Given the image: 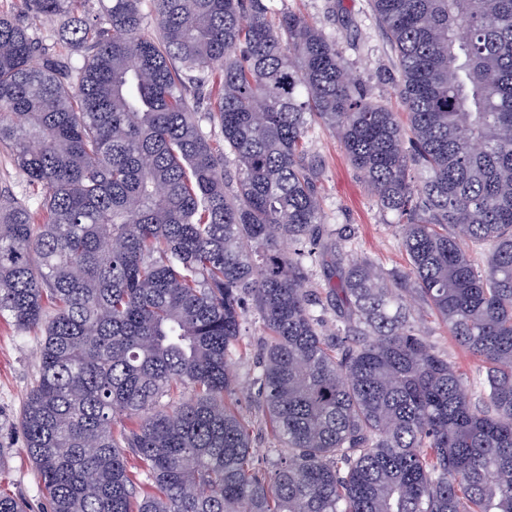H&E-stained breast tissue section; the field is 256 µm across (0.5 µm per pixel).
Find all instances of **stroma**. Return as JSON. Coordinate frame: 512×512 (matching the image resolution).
I'll list each match as a JSON object with an SVG mask.
<instances>
[{"instance_id":"obj_1","label":"stroma","mask_w":512,"mask_h":512,"mask_svg":"<svg viewBox=\"0 0 512 512\" xmlns=\"http://www.w3.org/2000/svg\"><path fill=\"white\" fill-rule=\"evenodd\" d=\"M275 6L300 14L324 30L342 52L347 66L367 87L372 101L405 116L395 56L370 0H276ZM307 146L324 166L327 223L350 236L357 253L371 257L387 269H406L397 216L379 208L355 174L341 142L323 125L315 123L309 130ZM0 192L12 195L31 211L42 210V190L29 187L10 152L1 146ZM263 336L258 315L249 313L245 336L249 352L236 367L238 387L229 403L250 423L253 464L269 476L275 470L273 443L256 401L254 383L258 344ZM41 339L40 331H21L0 320V493L25 498L33 512H40L43 494L38 473L24 449L19 417L38 374Z\"/></svg>"}]
</instances>
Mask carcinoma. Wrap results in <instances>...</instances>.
<instances>
[{
    "instance_id": "1",
    "label": "carcinoma",
    "mask_w": 512,
    "mask_h": 512,
    "mask_svg": "<svg viewBox=\"0 0 512 512\" xmlns=\"http://www.w3.org/2000/svg\"><path fill=\"white\" fill-rule=\"evenodd\" d=\"M88 2L23 0L78 61L0 12V145L46 211L0 194V318L43 332L20 427L46 512H512V0H373L406 125L272 0ZM313 121L407 270L325 223ZM250 310L270 482L227 404ZM427 333L438 350L448 355V359L456 364L461 372L471 376L476 368L478 361L468 352L457 345L452 336L440 327L433 319L425 322L421 328Z\"/></svg>"
}]
</instances>
